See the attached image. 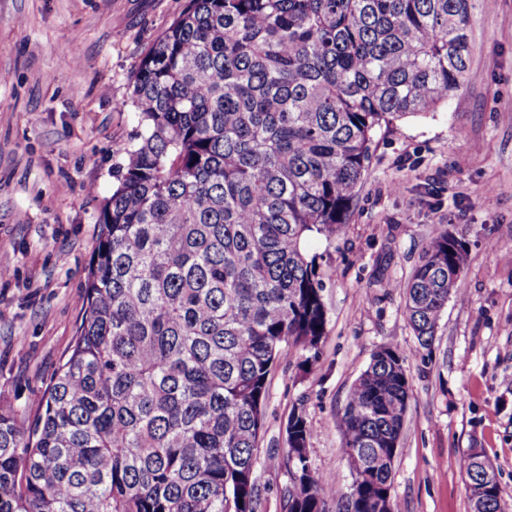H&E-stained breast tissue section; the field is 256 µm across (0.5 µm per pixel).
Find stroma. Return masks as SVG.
<instances>
[{"mask_svg":"<svg viewBox=\"0 0 512 512\" xmlns=\"http://www.w3.org/2000/svg\"><path fill=\"white\" fill-rule=\"evenodd\" d=\"M186 0H0V406L21 423L72 344L99 237L97 215L136 129L131 78ZM471 79L435 112L378 129L342 229L312 235L327 270L326 336L311 368L270 376L257 450L264 512H286L274 457L304 408L311 466L352 477L339 418L380 346L407 349L411 387L392 471L398 512H471L457 462L485 449L512 512V0H471ZM77 50L78 65L63 56ZM468 262L430 348L420 347L400 282L442 230Z\"/></svg>","mask_w":512,"mask_h":512,"instance_id":"1","label":"stroma"}]
</instances>
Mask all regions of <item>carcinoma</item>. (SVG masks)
Wrapping results in <instances>:
<instances>
[{
	"mask_svg": "<svg viewBox=\"0 0 512 512\" xmlns=\"http://www.w3.org/2000/svg\"><path fill=\"white\" fill-rule=\"evenodd\" d=\"M470 0H188L131 84L137 130L101 205L86 305L32 427L0 407V512H261L269 377L317 356L324 273L382 125L470 75ZM466 241L434 236L404 288L429 345ZM410 351L382 346L340 419L352 483L310 465L306 413L278 464L288 512H396ZM476 512H502L485 449L460 457Z\"/></svg>",
	"mask_w": 512,
	"mask_h": 512,
	"instance_id": "carcinoma-1",
	"label": "carcinoma"
}]
</instances>
